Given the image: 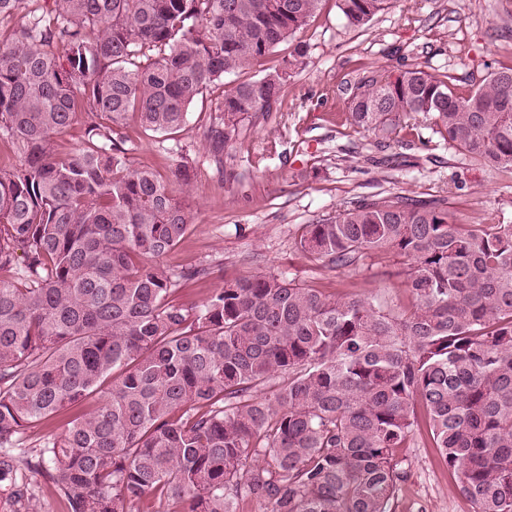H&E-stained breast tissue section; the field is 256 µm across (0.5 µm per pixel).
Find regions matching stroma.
Returning <instances> with one entry per match:
<instances>
[{"mask_svg":"<svg viewBox=\"0 0 512 512\" xmlns=\"http://www.w3.org/2000/svg\"><path fill=\"white\" fill-rule=\"evenodd\" d=\"M298 40L311 46L304 64L283 88L272 119L245 130L235 144L231 173L213 170L204 131L222 88L237 76L204 90L178 133L147 135L128 118L131 167L148 166L164 177L185 157L197 167L189 196L194 224L162 262L175 269L211 267L209 277L183 285L184 303H201L225 277L271 272L322 288L356 282L378 302L403 309L409 303L405 258L335 269L304 256L296 240L303 225L356 201L398 195L446 199L460 224L487 216L512 224V175L477 165L431 121L416 117L391 138L378 139L341 118L358 85L376 70L395 75L419 66L465 96L491 73L512 67V0H390L362 29L348 26L336 0H323L308 26L279 44L263 67L278 65ZM399 454L410 471L395 512H471L435 449L417 438ZM0 512L65 508L46 470L22 469L0 479Z\"/></svg>","mask_w":512,"mask_h":512,"instance_id":"1","label":"stroma"}]
</instances>
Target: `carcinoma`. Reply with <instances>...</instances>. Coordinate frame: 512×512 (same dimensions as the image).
<instances>
[{
  "label": "carcinoma",
  "mask_w": 512,
  "mask_h": 512,
  "mask_svg": "<svg viewBox=\"0 0 512 512\" xmlns=\"http://www.w3.org/2000/svg\"><path fill=\"white\" fill-rule=\"evenodd\" d=\"M0 0L26 22L0 39V453L67 408L43 437L66 512H393L398 449L420 435L472 512H512V225L458 224L444 199L360 201L307 224L301 251L331 268L410 261L409 305L280 274L224 279L176 301L209 268L161 258L193 213L127 163V117L171 135L208 87L246 74L305 28L322 0ZM388 0H338L361 28ZM309 45L217 99L206 129L224 169L242 128L277 110ZM90 117L86 146L53 138ZM422 114L456 149L512 174V68L466 96L422 68L377 73L345 121L388 137ZM23 247V259L16 248Z\"/></svg>",
  "instance_id": "cac0c4a2"
}]
</instances>
